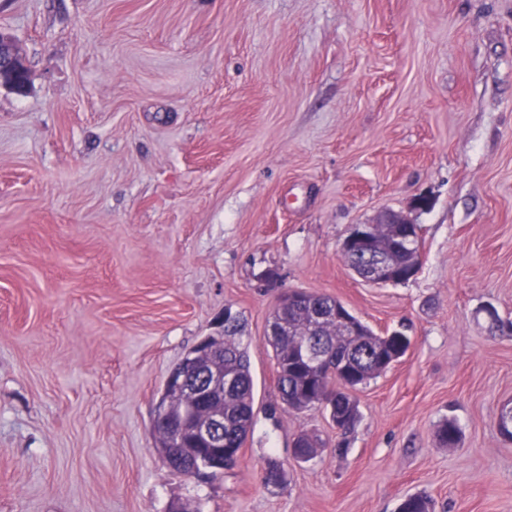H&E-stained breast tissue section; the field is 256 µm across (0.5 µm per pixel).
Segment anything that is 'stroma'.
I'll use <instances>...</instances> for the list:
<instances>
[{
  "mask_svg": "<svg viewBox=\"0 0 512 512\" xmlns=\"http://www.w3.org/2000/svg\"><path fill=\"white\" fill-rule=\"evenodd\" d=\"M0 30L30 74L0 87V512H512V0H0ZM420 195L418 273L364 284L343 240ZM296 288L410 338L348 434L278 397ZM228 315L255 424L184 476L152 420Z\"/></svg>",
  "mask_w": 512,
  "mask_h": 512,
  "instance_id": "obj_1",
  "label": "stroma"
}]
</instances>
